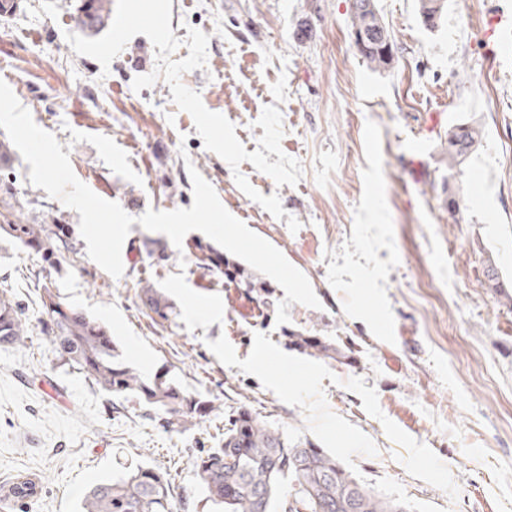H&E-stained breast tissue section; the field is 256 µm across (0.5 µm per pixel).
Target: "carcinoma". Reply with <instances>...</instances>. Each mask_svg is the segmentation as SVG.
Wrapping results in <instances>:
<instances>
[{"label":"carcinoma","mask_w":512,"mask_h":512,"mask_svg":"<svg viewBox=\"0 0 512 512\" xmlns=\"http://www.w3.org/2000/svg\"><path fill=\"white\" fill-rule=\"evenodd\" d=\"M425 23L435 27L445 0H418ZM81 28L97 35L112 18V0H80ZM351 30L364 34L361 57L374 70H386L395 60L397 45L379 13L377 0H350ZM481 129L474 121L448 129V167L463 164L477 149ZM12 212H0V235L42 252L53 266L67 241L38 224H19ZM150 311L164 318L165 304L151 285L141 289ZM46 320L42 333L57 359L78 370L100 391L117 399L136 400L163 416L167 431L180 433L208 417L212 401L185 394L166 374L146 377L119 359L109 329L77 308L60 301L51 288L41 295ZM21 307L7 292L0 293V349H16L28 339ZM296 347L326 355L328 346L307 336H294ZM194 475L206 501L219 512H410L405 502L382 496L361 483L333 455L311 443H290L246 409L232 413L219 448L202 451L193 460ZM7 499L31 497L37 483L19 475L5 488ZM81 512H173L171 476L139 466L121 477L97 483L85 492Z\"/></svg>","instance_id":"carcinoma-1"}]
</instances>
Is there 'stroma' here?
<instances>
[{
    "label": "stroma",
    "mask_w": 512,
    "mask_h": 512,
    "mask_svg": "<svg viewBox=\"0 0 512 512\" xmlns=\"http://www.w3.org/2000/svg\"><path fill=\"white\" fill-rule=\"evenodd\" d=\"M77 0H21L0 14V79L35 123L68 148L76 177L134 216L191 207L189 167L223 206L309 279L320 308L240 263L236 279L206 269L220 247L201 232L181 246L132 224L113 278L87 254L80 215L31 184L20 153L0 164V208L21 224L64 230L61 270L0 238V290L24 307L25 348L0 350V485L22 474L35 496L0 512H79L92 483L145 464L171 471L174 512H214L197 483L198 443L220 447L224 419L246 408L291 442L335 455L412 512H512V58L487 38L512 0H446L439 27L417 0H377L398 46L373 70L351 37L349 0H172L176 38L209 35L207 66L182 74L204 105L225 115L247 152L266 105L282 113L281 147L297 185L243 162L263 195L278 194L301 227L290 231L247 197L229 165L206 149L164 79L150 40L133 37L102 72L76 54ZM481 125L477 150L449 168L445 140L462 120ZM477 192L462 213L455 188ZM497 268L503 292L488 288ZM109 327L122 359L167 372L215 409L179 434L152 411L113 399L59 364L41 329L38 285ZM152 285L166 317L144 306ZM330 348L312 357L288 332Z\"/></svg>",
    "instance_id": "35a3bbf8"
}]
</instances>
